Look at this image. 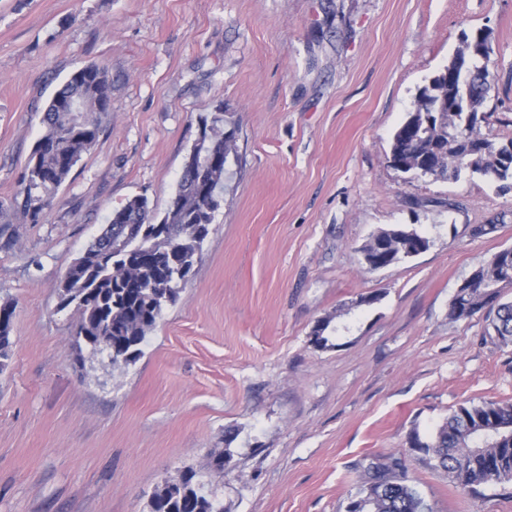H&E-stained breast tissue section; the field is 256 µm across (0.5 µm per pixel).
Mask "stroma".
Instances as JSON below:
<instances>
[{
  "mask_svg": "<svg viewBox=\"0 0 512 512\" xmlns=\"http://www.w3.org/2000/svg\"><path fill=\"white\" fill-rule=\"evenodd\" d=\"M482 28L480 132L505 143L512 0H0V304L15 309L0 512H150L189 468L224 512H346L363 466L391 455L434 512H512V496L473 494L410 446L459 406L512 402V343L484 313L449 315L512 247V190L389 162L419 88ZM92 64L110 112L30 223L10 203L43 111ZM219 106L238 151L222 206L140 359L114 365L76 344L63 277L128 199L165 212L199 116ZM398 225L428 249L368 269L362 245ZM325 318L349 330L321 349ZM224 448L230 467L208 471Z\"/></svg>",
  "mask_w": 512,
  "mask_h": 512,
  "instance_id": "stroma-1",
  "label": "stroma"
}]
</instances>
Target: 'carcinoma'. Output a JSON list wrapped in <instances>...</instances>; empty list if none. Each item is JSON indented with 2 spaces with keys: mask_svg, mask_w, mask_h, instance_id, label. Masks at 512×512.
<instances>
[{
  "mask_svg": "<svg viewBox=\"0 0 512 512\" xmlns=\"http://www.w3.org/2000/svg\"><path fill=\"white\" fill-rule=\"evenodd\" d=\"M491 72L472 77L475 113L483 112L491 87ZM455 96L443 74L433 76L419 89L414 110L422 122L437 119L429 101ZM80 103L81 112L65 107ZM110 102L106 69L89 65L72 72L48 102L41 123L43 134L35 143L22 172L23 198L16 203L35 224L48 202L67 180L74 167L98 140ZM199 128L210 132L208 160L201 146L187 155L177 190L162 215L151 212L145 198L135 196L112 217L85 251L69 267L61 284V308L75 306L76 341L90 338L106 343L112 364L129 365L142 354V345L163 309L176 301L179 284L188 280L201 244L209 233L221 202L211 190L223 191L224 164L237 154L235 132L224 135V110L202 117ZM461 147L446 140L431 175L457 181L468 174L460 160ZM474 173L512 189V156L507 160L489 155ZM480 311L491 318L500 339L512 340V302L491 303L487 289L473 288L455 294L450 316L463 318L464 310ZM14 309L0 305V372L10 358ZM434 466L450 481L473 491L482 486L512 483V403L487 401L462 405L454 410L428 441H417ZM230 450L211 454L207 467L223 473L230 464ZM155 512H224L206 491L197 472L188 469L179 480L167 483L151 496ZM346 512H433L409 484L403 461L398 457L370 461L346 506Z\"/></svg>",
  "mask_w": 512,
  "mask_h": 512,
  "instance_id": "obj_1",
  "label": "carcinoma"
}]
</instances>
